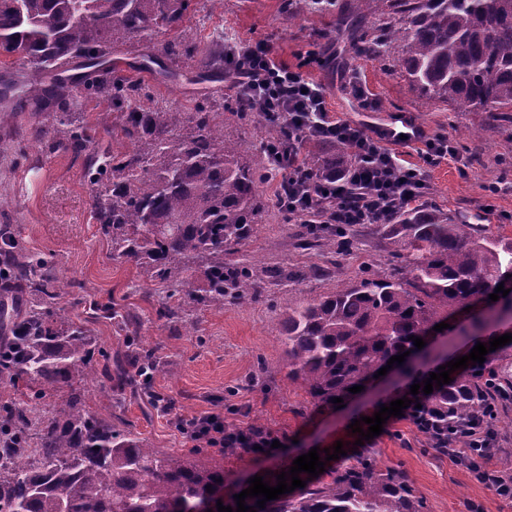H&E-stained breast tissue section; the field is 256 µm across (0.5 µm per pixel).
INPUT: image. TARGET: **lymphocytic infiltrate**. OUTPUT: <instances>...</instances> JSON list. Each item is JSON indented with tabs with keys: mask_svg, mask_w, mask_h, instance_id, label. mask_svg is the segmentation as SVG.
<instances>
[{
	"mask_svg": "<svg viewBox=\"0 0 512 512\" xmlns=\"http://www.w3.org/2000/svg\"><path fill=\"white\" fill-rule=\"evenodd\" d=\"M236 75L238 99L284 122L287 134L268 146L282 182L276 203L288 216L296 217L331 206L343 224H386L396 212L410 207L426 187L422 170L407 166L395 147L421 144L427 166L459 161L458 147L443 136H430L412 121L380 129L357 125L336 117L323 89L307 77L302 67L283 64L270 44L244 46L228 54ZM332 140L346 145L356 158L347 171L317 178L304 161L308 140ZM183 435L204 440L213 448L261 447L270 452L274 432L253 426L229 427L224 416L212 413L181 421ZM495 434L491 423L466 427L449 439L448 455L455 460L473 452L491 457Z\"/></svg>",
	"mask_w": 512,
	"mask_h": 512,
	"instance_id": "obj_1",
	"label": "lymphocytic infiltrate"
}]
</instances>
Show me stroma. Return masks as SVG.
<instances>
[{"mask_svg": "<svg viewBox=\"0 0 512 512\" xmlns=\"http://www.w3.org/2000/svg\"><path fill=\"white\" fill-rule=\"evenodd\" d=\"M352 6L353 0H332L328 7L314 0H191L186 35L202 47L218 35L243 45L272 42L288 66L307 62L308 77L322 86L331 110L342 119L383 128L405 117L427 134L448 136L462 159L429 168L424 202L452 216H471L475 224L512 239V121L493 122L484 112L431 105L387 58L358 55L336 34ZM142 53L140 46L124 47L117 56L118 68L121 75L144 85L159 104L179 112H220L234 93L230 81L199 80L195 61L181 62L177 77L168 78L159 65L142 67ZM65 75L80 97L81 111L98 127L99 145L133 152L130 142L114 135L122 111L87 89L93 68L76 61ZM353 78L375 94L378 111L360 108L350 92ZM489 183L500 184L497 195H485L482 187ZM274 190L271 184L259 188L267 216L256 236L242 246L244 260L291 268L323 264L321 253L296 248L300 227L277 206ZM0 233L27 251L51 255L55 273L75 282L62 304L101 351L94 359L93 377L81 384L92 414L116 421L119 429L133 432L149 447L177 454L194 444L175 428V420L212 411L223 412L228 424L258 423L285 440V447L261 458L243 451L228 456L215 451V458L224 461L225 494L240 493L251 477L277 472L311 448L330 449L339 443L348 458L367 453L380 467L403 470L426 512H469L473 506L479 512H512V501L478 481L467 462L450 460L433 449L408 422L392 423L379 436L357 444L351 422L386 403L408 383V376L387 373L339 408L314 403L300 384L288 380L280 310L356 280L361 262H368L371 272L388 271L395 258L371 226L357 227L356 249L340 258L339 272L300 283L264 281L252 295L220 307H201L186 298L179 317L165 320L157 313L165 300L163 288L144 280L134 261L112 257V244L92 215L85 156L54 148L44 124L19 111L0 114ZM8 243L0 242V268L9 264ZM106 298L116 303L119 318L95 313L94 301ZM476 315L481 326L474 333L463 336L453 330L431 341L429 366L468 355L477 343L512 333L511 314L498 319L481 307ZM125 317L136 323L138 336L154 346L164 365L147 392L138 378L119 390L107 376L115 360L130 352L121 323Z\"/></svg>", "mask_w": 512, "mask_h": 512, "instance_id": "35a3bbf8", "label": "stroma"}]
</instances>
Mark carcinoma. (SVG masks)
<instances>
[{"instance_id":"cac0c4a2","label":"carcinoma","mask_w":512,"mask_h":512,"mask_svg":"<svg viewBox=\"0 0 512 512\" xmlns=\"http://www.w3.org/2000/svg\"><path fill=\"white\" fill-rule=\"evenodd\" d=\"M190 0H0V70L8 58L30 64L22 79L0 80V112L22 105L52 134L58 148L79 153L96 143V126L74 116L63 68L75 60L99 65L88 86L124 111L122 136L131 154L94 152L90 168L112 176V187L94 195V219L112 241V256L133 259L139 273L198 305H224L262 279H311L317 266L258 268L240 259V247L262 223L260 185L270 159L259 146L245 150L224 123L208 112H172L145 88L114 75L120 48L151 44L173 34L159 54L177 75L184 59L200 56L198 78L225 76L224 44L201 48L185 38ZM379 23L344 28L362 56L393 58L410 85L427 100L466 111L512 112V0H355ZM354 162L347 146L325 145L313 165L322 176ZM381 224L398 259L386 275L334 288L317 299L290 304L279 317L288 380L301 382L318 403L351 396L386 366L408 374L429 353L410 337L448 320L498 285L512 290V241L506 242L428 205L402 210ZM348 224H306L298 248L336 257L352 244ZM50 260L26 253L14 264L12 301L0 299L4 359L0 373L25 378L40 390L0 416V512H188L198 498L224 490V467L201 448L175 455L148 447L86 408L77 381L93 365L92 338L70 322L59 305L74 283L45 273ZM200 267L206 283L194 288ZM133 365L144 383L162 368L152 349L132 348L113 380L124 386ZM492 384L460 377L431 400L426 437L478 417ZM55 392L50 414L38 411ZM306 486L266 502L261 512H424L403 471L378 467L362 455ZM212 491H207V487Z\"/></svg>"}]
</instances>
